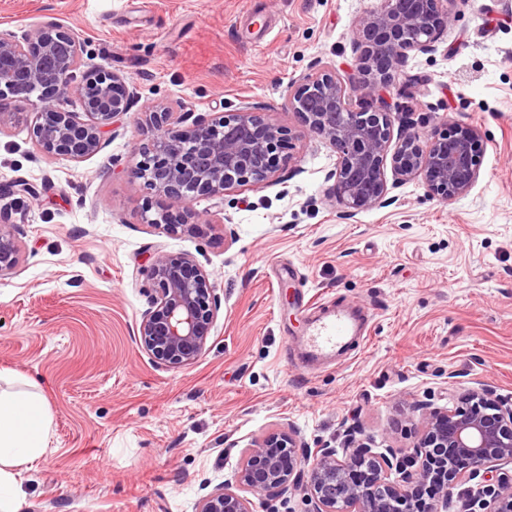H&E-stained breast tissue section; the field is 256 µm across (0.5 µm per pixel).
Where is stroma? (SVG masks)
<instances>
[{
	"label": "stroma",
	"mask_w": 512,
	"mask_h": 512,
	"mask_svg": "<svg viewBox=\"0 0 512 512\" xmlns=\"http://www.w3.org/2000/svg\"><path fill=\"white\" fill-rule=\"evenodd\" d=\"M379 0H0V32L58 22L78 35L79 75L125 73L136 91L104 145L82 161L40 154L18 105L0 129V196L22 261L0 277V374L35 384L52 417L49 446L21 475L20 512H197L234 483L256 440L292 430L301 447H339L356 428L374 452L413 447L425 408L463 388L512 403V0H465L433 54H410L388 90L421 135L447 123L481 132L479 177L432 198L422 180L384 208L337 216L334 152L284 107L316 62L346 74L358 19ZM250 102L289 136L272 181L194 210L199 234L143 222L151 191L134 175L159 103L207 117ZM228 225H221V218ZM189 253L219 311L191 366H157L138 327L156 252ZM357 304L369 339L345 360L296 368L299 303Z\"/></svg>",
	"instance_id": "1"
}]
</instances>
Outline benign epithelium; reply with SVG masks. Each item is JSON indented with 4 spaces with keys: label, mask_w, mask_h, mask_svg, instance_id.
Segmentation results:
<instances>
[{
    "label": "benign epithelium",
    "mask_w": 512,
    "mask_h": 512,
    "mask_svg": "<svg viewBox=\"0 0 512 512\" xmlns=\"http://www.w3.org/2000/svg\"><path fill=\"white\" fill-rule=\"evenodd\" d=\"M457 0H380L353 32L354 59L348 77L332 66L312 68L288 90L285 107L299 114L305 133L332 149L337 165L333 199L339 216L387 207L395 202L388 185L422 179L430 195L448 200L467 194L479 176L480 131L454 124L438 138L422 139L403 125L392 134L387 91L393 74L410 53L428 54L455 18ZM82 44L68 27L45 24L23 40L0 34V129L15 113L3 103L24 102L34 109L30 137L45 155L81 161L101 148L104 130L131 110L128 78L107 68L77 80ZM90 120L63 108L72 92ZM149 143L136 174L161 200L145 222L179 234L212 219L196 212L199 196L222 197L248 182L269 180L277 155L287 146L283 130L243 103L235 112L212 118H174L170 106L146 113ZM391 163L393 182L384 166ZM20 241L9 213L0 211V275L20 260ZM155 289L138 333L142 347L159 367L182 368L205 352L218 300L209 274L189 254L159 253L148 270ZM512 404L493 391L468 389L460 404L424 415L417 445L377 456L349 430L340 448L298 451L290 432L272 435L248 448L236 485L206 496L197 512H254L252 498L274 492L303 494L312 512H447L457 495L468 512H512ZM435 487L433 500L422 498Z\"/></svg>",
    "instance_id": "benign-epithelium-1"
}]
</instances>
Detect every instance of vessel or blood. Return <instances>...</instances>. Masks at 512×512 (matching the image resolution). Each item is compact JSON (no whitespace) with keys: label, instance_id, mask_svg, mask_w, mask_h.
<instances>
[{"label":"vessel or blood","instance_id":"1","mask_svg":"<svg viewBox=\"0 0 512 512\" xmlns=\"http://www.w3.org/2000/svg\"><path fill=\"white\" fill-rule=\"evenodd\" d=\"M366 319L362 310L336 307L311 317L301 341L312 358L333 359L365 342L368 332Z\"/></svg>","mask_w":512,"mask_h":512}]
</instances>
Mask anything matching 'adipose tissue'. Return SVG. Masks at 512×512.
I'll return each mask as SVG.
<instances>
[{
    "label": "adipose tissue",
    "mask_w": 512,
    "mask_h": 512,
    "mask_svg": "<svg viewBox=\"0 0 512 512\" xmlns=\"http://www.w3.org/2000/svg\"><path fill=\"white\" fill-rule=\"evenodd\" d=\"M50 425L41 394L0 385V512H18L20 469L45 452Z\"/></svg>",
    "instance_id": "ef3b65f1"
}]
</instances>
